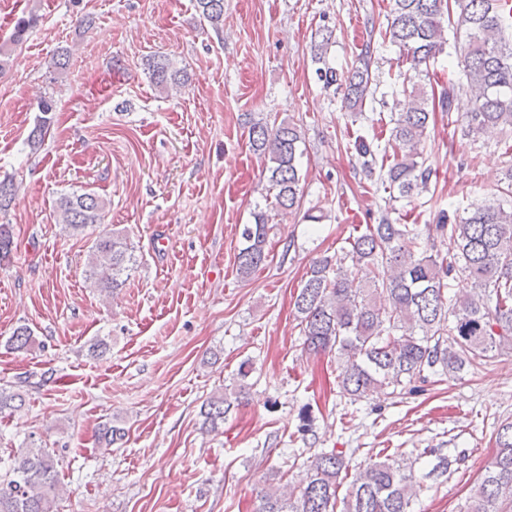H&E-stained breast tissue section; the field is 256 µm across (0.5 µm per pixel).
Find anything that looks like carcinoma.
I'll list each match as a JSON object with an SVG mask.
<instances>
[{"label":"carcinoma","mask_w":512,"mask_h":512,"mask_svg":"<svg viewBox=\"0 0 512 512\" xmlns=\"http://www.w3.org/2000/svg\"><path fill=\"white\" fill-rule=\"evenodd\" d=\"M201 18L216 32L224 27V0H195ZM39 22L32 12L17 21L9 43L0 44V70L13 63L12 49ZM454 24L462 68L474 106L463 118L467 135L490 128L512 127V0H391L382 40L403 50L409 70L422 72L444 52L445 24ZM332 37L326 30L314 43L318 80L329 88L338 82L336 69L325 65ZM374 34L360 48L345 78L344 103L352 111L365 106L372 83ZM151 81L161 91L185 86L188 74L163 56L148 62ZM408 98L396 119L388 147L375 148L361 140L356 149L367 173H374L378 157L392 149L393 161L383 182L399 196L425 188L433 170L425 164L424 143L430 111L454 110L456 91L450 85L438 96L427 97L411 84L403 88ZM41 116L28 145L41 144L50 124L54 102L38 105ZM255 151L266 161L268 192L280 210L299 206L302 175V133L294 122L270 128L260 120L251 123ZM17 194L11 180H0V212L8 211ZM105 202L93 191L64 194L55 201L58 222L71 235L102 223ZM267 214H254V223L241 230L243 247L237 254V271L247 278L265 266L268 251ZM336 256L314 261L294 300L304 348L315 355L336 353L338 383L355 400L374 393L398 394L414 390V383H442L512 353V209L488 204L458 224H393L384 219L348 241ZM446 247L441 251L437 245ZM13 240L0 224V262L10 261ZM352 266L345 267L346 260ZM135 263L127 237L120 231L98 235L90 247L85 278L94 286L116 292ZM457 274L474 284L472 294L452 298L447 280ZM11 343L23 351L35 343L27 326L16 328ZM252 363L242 362L237 384L215 392L200 409L202 429L215 431L245 394ZM29 377L0 387V413L19 411L25 404ZM494 461L485 468L460 512H512V419L499 425ZM433 458L429 471L415 469L416 461ZM458 459L440 448H426L411 460L405 453L376 454L355 469L348 493L337 497L341 476L349 474L350 460L341 451L318 452L309 460L306 477L299 483H269L256 496L254 512H415L414 506L429 491V480L448 477ZM55 454L30 441L25 443L9 475L0 478V512H53L60 482ZM342 509H337V501Z\"/></svg>","instance_id":"obj_1"}]
</instances>
